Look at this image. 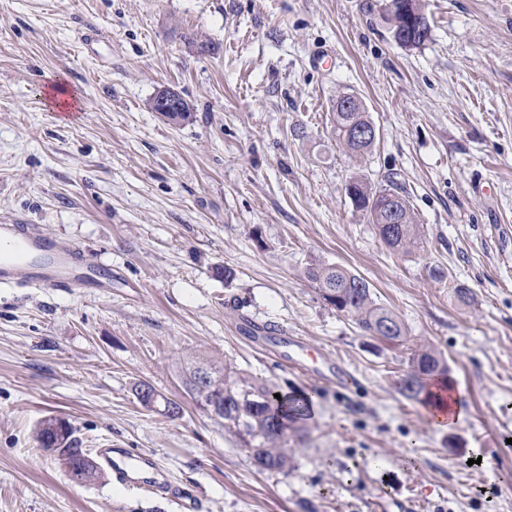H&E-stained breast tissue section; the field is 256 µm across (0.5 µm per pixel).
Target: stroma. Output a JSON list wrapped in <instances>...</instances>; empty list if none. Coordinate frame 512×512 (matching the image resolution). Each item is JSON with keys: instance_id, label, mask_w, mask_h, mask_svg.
Listing matches in <instances>:
<instances>
[{"instance_id": "stroma-1", "label": "stroma", "mask_w": 512, "mask_h": 512, "mask_svg": "<svg viewBox=\"0 0 512 512\" xmlns=\"http://www.w3.org/2000/svg\"><path fill=\"white\" fill-rule=\"evenodd\" d=\"M383 3L0 0V224L72 242L101 279L0 288V512H181L108 472L70 481L34 439L50 417L152 455L200 512H512V0H422L416 48ZM163 90L191 121L150 110ZM342 93L378 131L361 158L333 133ZM354 179L403 187L417 249L385 246ZM314 261L364 277L406 342L327 305ZM422 346L459 392L445 430L397 388ZM199 364L312 393L290 473L257 472L189 395ZM143 382L181 415L144 409ZM405 29L407 31V35H406V32L404 31L401 34L400 38L397 39V41L402 42L403 37L406 35V40H405L407 42L406 44H401L398 42L400 45H402L404 47H411V46L417 47V46L422 45L429 38V35L431 32L430 24L428 22L426 15L415 16V22L413 24V33H412L411 39H410V28L406 25ZM164 95L165 97L167 95L175 96L177 98L178 103L180 104L181 112H160V109L162 108L163 105L159 103V99L163 98ZM160 102L166 103V99H160ZM151 109L155 112H160L162 116L176 123L186 121L191 116V109L189 104L180 95L170 91L159 92L151 101Z\"/></svg>"}]
</instances>
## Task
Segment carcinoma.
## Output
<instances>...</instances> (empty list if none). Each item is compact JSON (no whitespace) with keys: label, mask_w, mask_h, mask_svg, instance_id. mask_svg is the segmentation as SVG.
I'll return each instance as SVG.
<instances>
[{"label":"carcinoma","mask_w":512,"mask_h":512,"mask_svg":"<svg viewBox=\"0 0 512 512\" xmlns=\"http://www.w3.org/2000/svg\"><path fill=\"white\" fill-rule=\"evenodd\" d=\"M430 35L426 16L415 17L412 37L406 39L411 46L422 45ZM369 123L362 107L341 109L334 106V132L336 140L350 155L362 156L372 149L374 142H358L352 132ZM356 209L365 212L375 224L383 243L394 251H406L420 244V225L415 223L412 211L402 224H387L384 199L390 194L405 198L395 182L388 181L376 189L356 180L347 186ZM306 278L317 285L321 298L336 311L352 318L361 331L388 343H400L406 337L405 327L397 314L381 306L372 298L369 283L361 276L339 265L312 262L305 267ZM193 369L186 379L190 393L203 404L209 395H224V415L220 422L235 436L240 447L248 449L251 465L258 472L286 473L291 467L293 449L288 447V434L298 435L308 416L311 398L304 392L293 391L277 399V393L267 381L254 376H244L230 366L224 372L211 371L205 382L197 378ZM448 362L431 348L415 351L409 369L398 381L401 394L409 401L425 404L431 397L433 381H449ZM44 427L37 430L36 440L41 449L53 454L77 456V448L69 436H60L53 445L46 444Z\"/></svg>","instance_id":"carcinoma-1"}]
</instances>
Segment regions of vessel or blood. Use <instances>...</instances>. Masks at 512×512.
Returning <instances> with one entry per match:
<instances>
[{"mask_svg": "<svg viewBox=\"0 0 512 512\" xmlns=\"http://www.w3.org/2000/svg\"><path fill=\"white\" fill-rule=\"evenodd\" d=\"M92 263H79L72 246L50 234L35 235L23 224L0 225V285L68 288L93 279ZM97 454L115 481L175 501L182 512H197L195 496L174 482L154 457L130 448H101Z\"/></svg>", "mask_w": 512, "mask_h": 512, "instance_id": "vessel-or-blood-1", "label": "vessel or blood"}]
</instances>
